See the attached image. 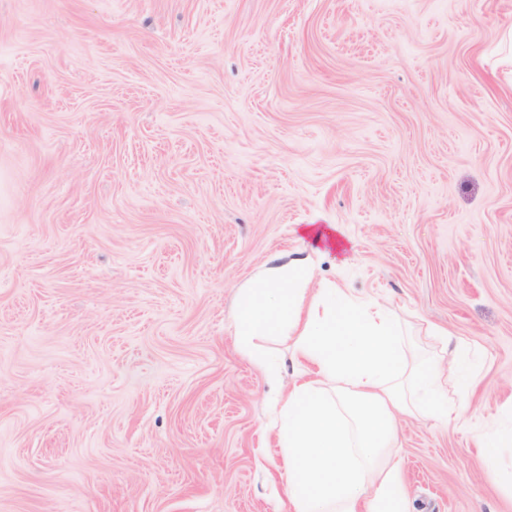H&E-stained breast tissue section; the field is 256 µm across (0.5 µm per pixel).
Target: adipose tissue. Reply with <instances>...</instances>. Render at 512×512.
<instances>
[{
    "label": "adipose tissue",
    "instance_id": "ef3b65f1",
    "mask_svg": "<svg viewBox=\"0 0 512 512\" xmlns=\"http://www.w3.org/2000/svg\"><path fill=\"white\" fill-rule=\"evenodd\" d=\"M309 263L264 269L241 290L235 336H283L300 371L271 404L289 512H410L393 449L400 415L458 420L473 380L449 385L434 359L409 356L378 302L331 282L312 288Z\"/></svg>",
    "mask_w": 512,
    "mask_h": 512
}]
</instances>
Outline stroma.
<instances>
[{"label":"stroma","mask_w":512,"mask_h":512,"mask_svg":"<svg viewBox=\"0 0 512 512\" xmlns=\"http://www.w3.org/2000/svg\"><path fill=\"white\" fill-rule=\"evenodd\" d=\"M305 259L477 352L410 512H512V0H0V512H271L233 316Z\"/></svg>","instance_id":"obj_1"}]
</instances>
